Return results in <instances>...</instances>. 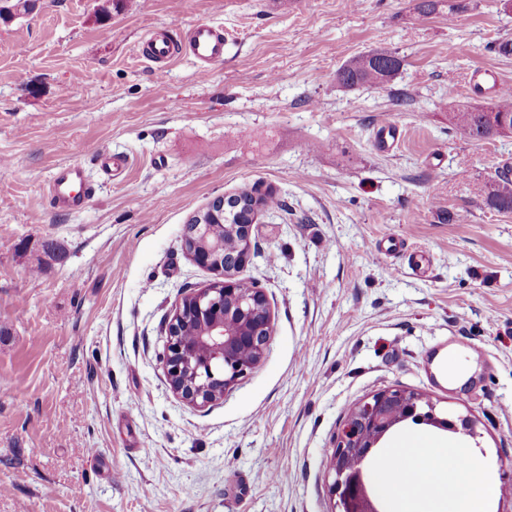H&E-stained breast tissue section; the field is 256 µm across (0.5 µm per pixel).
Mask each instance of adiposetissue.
<instances>
[{
	"mask_svg": "<svg viewBox=\"0 0 512 512\" xmlns=\"http://www.w3.org/2000/svg\"><path fill=\"white\" fill-rule=\"evenodd\" d=\"M371 479L387 512H484L497 493L481 453L442 436L394 442L378 455Z\"/></svg>",
	"mask_w": 512,
	"mask_h": 512,
	"instance_id": "1",
	"label": "adipose tissue"
}]
</instances>
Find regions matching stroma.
<instances>
[{
    "instance_id": "stroma-1",
    "label": "stroma",
    "mask_w": 512,
    "mask_h": 512,
    "mask_svg": "<svg viewBox=\"0 0 512 512\" xmlns=\"http://www.w3.org/2000/svg\"><path fill=\"white\" fill-rule=\"evenodd\" d=\"M34 0L0 16V512H335L336 435L366 397L406 388L478 420L512 512V213L473 186L512 177V137L448 131L483 100L476 70L512 86V7L470 0ZM212 22L234 39L199 78H164L149 30ZM403 67L339 85L353 58ZM398 136L381 146L382 124ZM127 157L107 179L98 156ZM81 163L86 207L48 200ZM259 187L280 209L253 228L240 277L265 292L259 366L197 408L170 389L164 324L213 275L184 253L189 217ZM461 350L450 387L426 353ZM402 62V59L393 53H369L341 66L336 71V81L345 87L381 86L398 74Z\"/></svg>"
}]
</instances>
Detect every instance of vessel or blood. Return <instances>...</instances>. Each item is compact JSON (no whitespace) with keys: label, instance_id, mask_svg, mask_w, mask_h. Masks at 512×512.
<instances>
[{"label":"vessel or blood","instance_id":"vessel-or-blood-1","mask_svg":"<svg viewBox=\"0 0 512 512\" xmlns=\"http://www.w3.org/2000/svg\"><path fill=\"white\" fill-rule=\"evenodd\" d=\"M231 44V38L223 27L198 22L192 25L185 41L171 38L168 28L157 29L142 41L139 52L153 63L156 74L162 75L168 66L181 57L191 58L200 78H207L213 62L222 60ZM93 194L86 181L85 169L73 163L58 167L50 181L49 200L52 207L62 212L82 209Z\"/></svg>","mask_w":512,"mask_h":512}]
</instances>
